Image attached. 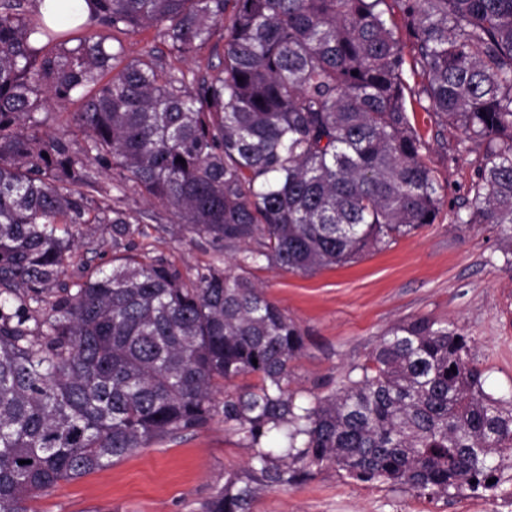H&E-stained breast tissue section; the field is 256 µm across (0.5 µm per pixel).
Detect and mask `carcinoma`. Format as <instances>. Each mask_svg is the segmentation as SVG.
Segmentation results:
<instances>
[{
  "instance_id": "cac0c4a2",
  "label": "carcinoma",
  "mask_w": 512,
  "mask_h": 512,
  "mask_svg": "<svg viewBox=\"0 0 512 512\" xmlns=\"http://www.w3.org/2000/svg\"><path fill=\"white\" fill-rule=\"evenodd\" d=\"M86 2L94 25L50 27L28 0H0V512H28L37 492L220 408L252 456L202 512H251L324 464L432 498L493 488L512 459V396L486 394L469 337L434 319L390 328L341 388L306 403L288 390L304 336L245 276L185 277L128 251L46 293L77 244L60 225L110 224L114 248L140 232L91 209V161L172 209L171 234L255 243L241 267L308 275L435 223L390 2L415 39L425 110L486 144L470 220L512 247V0ZM221 24L220 74L192 88L151 51L126 63L122 43L106 49L116 32L154 28L185 58ZM79 92L81 157L31 132ZM247 376L219 405L218 389Z\"/></svg>"
}]
</instances>
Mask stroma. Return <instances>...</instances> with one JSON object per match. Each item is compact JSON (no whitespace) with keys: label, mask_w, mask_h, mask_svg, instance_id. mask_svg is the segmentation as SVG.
Listing matches in <instances>:
<instances>
[{"label":"stroma","mask_w":512,"mask_h":512,"mask_svg":"<svg viewBox=\"0 0 512 512\" xmlns=\"http://www.w3.org/2000/svg\"><path fill=\"white\" fill-rule=\"evenodd\" d=\"M396 35L406 60L407 109L425 137L423 159L440 185L437 221L343 266L304 276L262 261L245 274L305 338L289 384L303 400L341 387L350 365L363 361L380 336L422 316L469 336L484 392L506 396L512 394V269L505 262L499 228L467 221L484 147L424 110L414 39L401 24ZM122 41L127 58L154 50L165 70L189 79L213 77L221 70L216 53L224 43L220 26L209 44L185 59L175 56L153 29ZM79 109L76 100L47 106L40 114V133L65 137L73 153H82L86 136L73 119ZM93 176L95 186L87 191L92 209L122 210L140 227V234L125 241L131 252L148 253L189 277L210 267L236 270L237 253L204 238L167 233L177 216L121 185L118 170L97 168ZM77 235L80 244L60 276L68 284L93 269L110 268L115 254L111 225L86 224ZM251 455L248 441L225 427L219 414L202 428L141 449L107 469L59 481L27 506L30 512H200L227 473L247 468ZM253 512H512V467L500 472L494 489L477 494L466 490L447 500L359 482L325 465L312 468L299 484L263 494Z\"/></svg>","instance_id":"1"}]
</instances>
